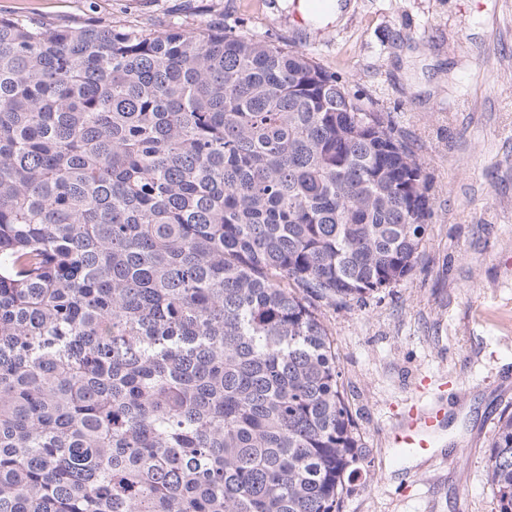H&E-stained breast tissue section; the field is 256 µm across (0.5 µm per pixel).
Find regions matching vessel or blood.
<instances>
[{
	"mask_svg": "<svg viewBox=\"0 0 512 512\" xmlns=\"http://www.w3.org/2000/svg\"><path fill=\"white\" fill-rule=\"evenodd\" d=\"M446 428V413L440 405L413 408L401 422L394 424L388 436L391 447L416 455L433 453Z\"/></svg>",
	"mask_w": 512,
	"mask_h": 512,
	"instance_id": "b4317fda",
	"label": "vessel or blood"
}]
</instances>
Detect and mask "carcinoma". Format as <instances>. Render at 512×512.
I'll return each instance as SVG.
<instances>
[{
	"mask_svg": "<svg viewBox=\"0 0 512 512\" xmlns=\"http://www.w3.org/2000/svg\"><path fill=\"white\" fill-rule=\"evenodd\" d=\"M295 47L0 17V512H342L323 305L412 270L416 152ZM512 512V411L488 450Z\"/></svg>",
	"mask_w": 512,
	"mask_h": 512,
	"instance_id": "obj_1",
	"label": "carcinoma"
}]
</instances>
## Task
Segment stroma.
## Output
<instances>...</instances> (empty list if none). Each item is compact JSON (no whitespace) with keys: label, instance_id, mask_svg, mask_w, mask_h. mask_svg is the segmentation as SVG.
Here are the masks:
<instances>
[{"label":"stroma","instance_id":"obj_1","mask_svg":"<svg viewBox=\"0 0 512 512\" xmlns=\"http://www.w3.org/2000/svg\"><path fill=\"white\" fill-rule=\"evenodd\" d=\"M298 23L294 0H0V15L79 28L235 25L293 46L383 113L431 178L412 271L365 305L322 306L345 399L374 459L344 512H496L487 455L512 406V0H337ZM455 415L430 458L387 434L413 402Z\"/></svg>","mask_w":512,"mask_h":512}]
</instances>
